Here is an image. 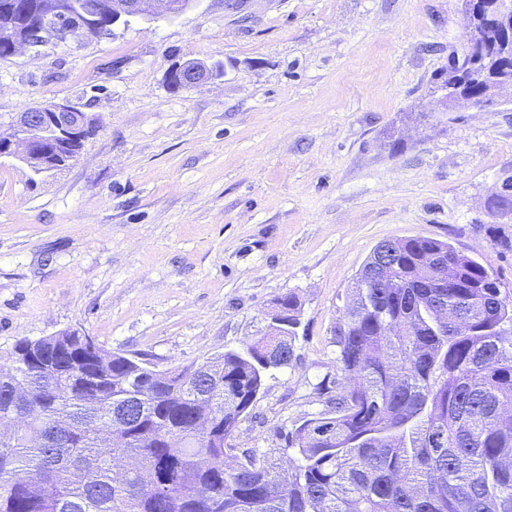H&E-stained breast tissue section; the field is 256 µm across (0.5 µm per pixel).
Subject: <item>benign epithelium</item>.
Segmentation results:
<instances>
[{"label": "benign epithelium", "mask_w": 512, "mask_h": 512, "mask_svg": "<svg viewBox=\"0 0 512 512\" xmlns=\"http://www.w3.org/2000/svg\"><path fill=\"white\" fill-rule=\"evenodd\" d=\"M174 13L172 0H42L39 14L44 21L40 38H75L79 33L99 26V13L106 11L109 26L127 25L133 18L152 15L156 6ZM75 11L84 14L87 25L80 30L62 26L61 19ZM221 74L216 64L184 60L167 71V79L184 87H193ZM94 119L71 103L54 102L31 107L16 117L12 132L0 135V158L12 157L35 174L50 173L74 159L66 149L84 142L94 133Z\"/></svg>", "instance_id": "7a95c632"}]
</instances>
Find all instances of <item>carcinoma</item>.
Segmentation results:
<instances>
[{"instance_id": "obj_1", "label": "carcinoma", "mask_w": 512, "mask_h": 512, "mask_svg": "<svg viewBox=\"0 0 512 512\" xmlns=\"http://www.w3.org/2000/svg\"><path fill=\"white\" fill-rule=\"evenodd\" d=\"M495 11L482 0L480 38L448 66L461 94L488 105L490 88L512 83V32L489 22ZM38 21L35 0H0V61L5 31L35 39ZM426 251L448 264H426ZM382 259L385 286L371 279ZM353 288L334 330L352 384L288 432L286 469L255 451L232 467L226 445L267 373L294 359L293 292L218 374L193 363L153 374L70 331L18 340L0 362V423L17 422L0 439V512H512V289L425 237L378 246Z\"/></svg>"}]
</instances>
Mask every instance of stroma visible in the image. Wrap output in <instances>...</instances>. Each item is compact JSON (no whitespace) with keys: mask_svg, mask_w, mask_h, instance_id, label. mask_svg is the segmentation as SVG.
Returning a JSON list of instances; mask_svg holds the SVG:
<instances>
[{"mask_svg":"<svg viewBox=\"0 0 512 512\" xmlns=\"http://www.w3.org/2000/svg\"><path fill=\"white\" fill-rule=\"evenodd\" d=\"M461 0H193L106 37L0 62V131L71 102L96 131L65 167L0 160V360L79 326L165 367L241 350L273 300L302 303L296 359L231 442L286 466L284 432L349 387L334 328L380 243L448 242L512 288V89L440 103ZM186 59L221 77L172 92Z\"/></svg>","mask_w":512,"mask_h":512,"instance_id":"obj_1","label":"stroma"}]
</instances>
